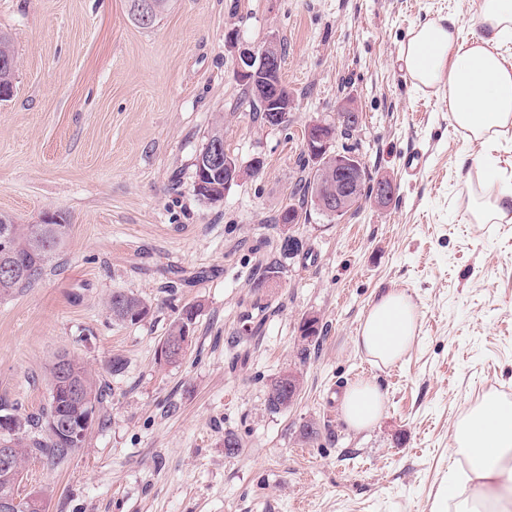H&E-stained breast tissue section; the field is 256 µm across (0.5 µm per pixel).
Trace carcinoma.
<instances>
[{
	"label": "carcinoma",
	"instance_id": "cac0c4a2",
	"mask_svg": "<svg viewBox=\"0 0 512 512\" xmlns=\"http://www.w3.org/2000/svg\"><path fill=\"white\" fill-rule=\"evenodd\" d=\"M15 72L16 69L13 67H0V101L11 96ZM324 193L322 175L318 168L313 167L301 206L286 207L275 217V223L280 224L284 221L298 223L307 205L331 221L338 219L336 213L328 212L318 204L317 199ZM2 226L11 229L13 245L7 252L0 251V267L22 264L35 267V273L29 277L7 276L0 271V298L12 296L37 285L46 275L51 258L64 247L71 232V225L59 213L55 214L47 224H19L12 216L1 213L0 227ZM107 309L114 319L133 322L137 315L143 318L148 316L151 306L146 300L135 295L114 292L107 302ZM197 315V306L188 304L173 321L167 336L161 343V348L164 349L177 341L185 342V347L175 356L165 358V362L175 363L185 355L190 343L185 341L183 330L184 327L194 324ZM300 387L301 379L298 373L289 372L283 375L271 385L268 391L267 408L272 412L288 409L294 394L300 390ZM48 388L49 392L55 391L57 395L50 396L46 411L30 418L13 416V431L8 435H0V442H10L14 447L21 449L23 460L39 455L55 465L69 458V455L59 452V449L68 447V440L62 434L50 429V421L66 420L77 423L86 416L90 421H95L96 413L103 404L104 389L101 381L77 358L66 353L55 357L50 368ZM22 480L21 475L16 479L0 478V496L12 494L19 498L16 512H38L31 508V502L44 503V493L33 492L24 497L20 496L19 487Z\"/></svg>",
	"mask_w": 512,
	"mask_h": 512
}]
</instances>
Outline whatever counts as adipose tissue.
Returning a JSON list of instances; mask_svg holds the SVG:
<instances>
[{
  "label": "adipose tissue",
  "instance_id": "adipose-tissue-1",
  "mask_svg": "<svg viewBox=\"0 0 512 512\" xmlns=\"http://www.w3.org/2000/svg\"><path fill=\"white\" fill-rule=\"evenodd\" d=\"M512 0H480L473 31L462 35L457 20L421 23L401 49L416 85L445 91L448 116L466 139L485 145L512 129ZM494 195L468 190L475 223L512 220V178L503 177L497 159L484 164ZM419 330V312L403 291L390 290L371 305L355 338L356 349L378 367L398 363ZM385 394L372 380L349 386L340 407L349 428L361 431L381 418ZM462 460L448 485L449 512H512V401L489 393L456 422L452 435Z\"/></svg>",
  "mask_w": 512,
  "mask_h": 512
}]
</instances>
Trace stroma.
<instances>
[{
    "label": "stroma",
    "mask_w": 512,
    "mask_h": 512,
    "mask_svg": "<svg viewBox=\"0 0 512 512\" xmlns=\"http://www.w3.org/2000/svg\"><path fill=\"white\" fill-rule=\"evenodd\" d=\"M478 0H174L148 29L128 0H0V33L18 60L0 101V213L22 224L64 214L71 233L35 288L0 299V403L26 417L49 400L55 356L78 357L107 386L100 422L67 462L28 459L20 494L46 512H433L443 504L458 417L483 395L512 399V223L467 221L466 179L485 151L455 131L444 93L417 88L400 49L418 24L470 30ZM235 32L236 45L227 34ZM276 39L295 103L287 126L255 119L236 77L240 48ZM358 107L351 142L371 178L396 184L341 219L316 210L280 253L274 218L298 204L305 130ZM248 165L221 202L194 191V159L216 120ZM426 160L408 178L402 153ZM280 268L264 287L257 268ZM390 288L418 306L411 351L378 368L353 338ZM115 292L152 302L112 319ZM192 344L157 349L186 304ZM265 323L245 331L248 315ZM318 318L305 345L299 326ZM124 368L112 374L109 362ZM303 383L288 410L266 393ZM386 394L380 421L349 429L338 398L360 377ZM313 426L306 437L304 426ZM242 444L224 453L225 433ZM301 387L300 375L296 372H289L280 377L271 385L267 394V408L272 412L288 409L291 405L296 391ZM295 394V395H294Z\"/></svg>",
    "instance_id": "1"
}]
</instances>
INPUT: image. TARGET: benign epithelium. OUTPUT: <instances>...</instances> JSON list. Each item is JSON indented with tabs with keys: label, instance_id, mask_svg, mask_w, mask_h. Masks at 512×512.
Here are the masks:
<instances>
[{
	"label": "benign epithelium",
	"instance_id": "benign-epithelium-1",
	"mask_svg": "<svg viewBox=\"0 0 512 512\" xmlns=\"http://www.w3.org/2000/svg\"><path fill=\"white\" fill-rule=\"evenodd\" d=\"M282 61L276 40L271 39L258 49L243 48L237 58V75L253 97L267 107L265 124L282 127L288 123L289 113L294 111V102L283 92L280 80ZM334 144V133L328 125L313 121L308 124L305 147L310 157L319 163L320 171L329 181V191L322 205L341 214L359 202L358 163L347 157L330 152ZM199 168L203 171L224 169V189L238 182L242 170L219 142L206 145L199 157ZM395 184L389 178H380L373 184L372 199L380 206H387L395 194ZM19 466L18 449L0 444V474L10 477Z\"/></svg>",
	"mask_w": 512,
	"mask_h": 512
}]
</instances>
